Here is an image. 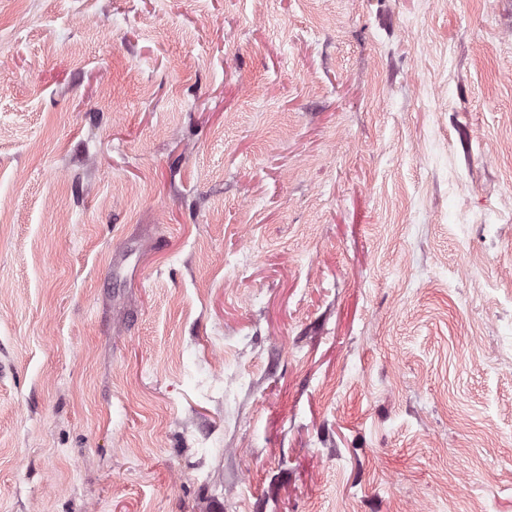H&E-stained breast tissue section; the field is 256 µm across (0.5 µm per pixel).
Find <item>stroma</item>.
I'll use <instances>...</instances> for the list:
<instances>
[{"label":"stroma","mask_w":512,"mask_h":512,"mask_svg":"<svg viewBox=\"0 0 512 512\" xmlns=\"http://www.w3.org/2000/svg\"><path fill=\"white\" fill-rule=\"evenodd\" d=\"M0 512H512V0H0Z\"/></svg>","instance_id":"35a3bbf8"}]
</instances>
